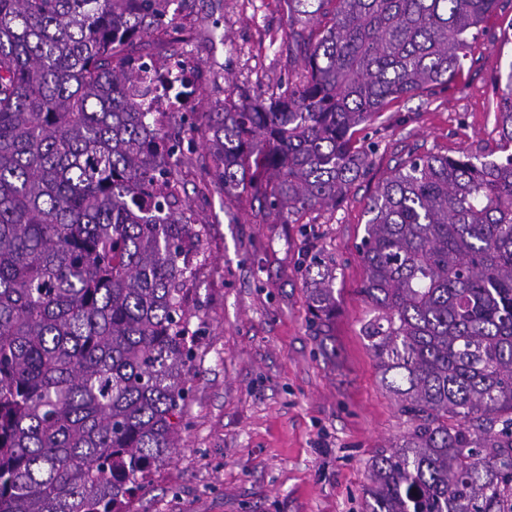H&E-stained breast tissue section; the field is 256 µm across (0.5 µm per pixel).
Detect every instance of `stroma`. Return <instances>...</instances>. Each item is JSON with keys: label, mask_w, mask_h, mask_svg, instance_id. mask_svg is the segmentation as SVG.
<instances>
[{"label": "stroma", "mask_w": 512, "mask_h": 512, "mask_svg": "<svg viewBox=\"0 0 512 512\" xmlns=\"http://www.w3.org/2000/svg\"><path fill=\"white\" fill-rule=\"evenodd\" d=\"M175 23L180 42L156 34L135 51L194 70V111L228 86L264 93L302 70L288 53L287 0H183ZM483 26L456 84L392 102L360 131L372 166L336 207L274 224L249 193L196 195L199 171L183 166L207 233L191 285L192 392L179 448L130 512H363L369 462L406 428L361 333L367 204L407 153L501 157L494 78L512 63V0ZM311 244L336 266L323 340L309 327L303 286Z\"/></svg>", "instance_id": "obj_1"}]
</instances>
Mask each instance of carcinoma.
I'll list each match as a JSON object with an SVG mask.
<instances>
[{"mask_svg":"<svg viewBox=\"0 0 512 512\" xmlns=\"http://www.w3.org/2000/svg\"><path fill=\"white\" fill-rule=\"evenodd\" d=\"M177 0H0V512H128L179 447L206 227L180 197L252 190L280 224L370 169L356 128L448 87L500 0H288L303 71L229 91L190 136L151 111L136 41ZM329 21L314 31L311 25ZM497 160L413 155L370 198L362 333L406 417L365 512H512V62ZM316 333L336 266L311 246Z\"/></svg>","mask_w":512,"mask_h":512,"instance_id":"carcinoma-1","label":"carcinoma"}]
</instances>
